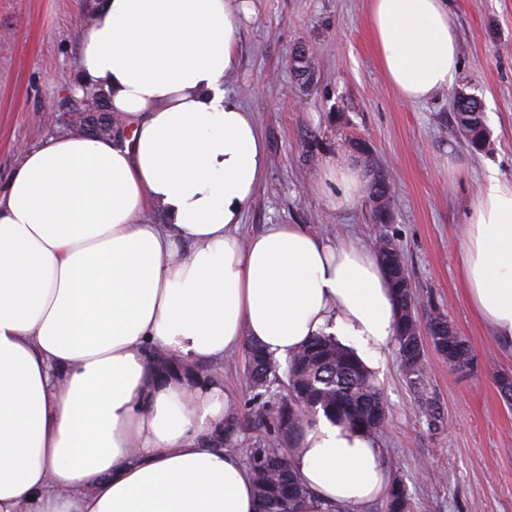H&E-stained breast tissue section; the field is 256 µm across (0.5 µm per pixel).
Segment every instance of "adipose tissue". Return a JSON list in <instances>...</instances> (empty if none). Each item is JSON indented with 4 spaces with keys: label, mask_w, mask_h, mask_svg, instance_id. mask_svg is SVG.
<instances>
[{
    "label": "adipose tissue",
    "mask_w": 512,
    "mask_h": 512,
    "mask_svg": "<svg viewBox=\"0 0 512 512\" xmlns=\"http://www.w3.org/2000/svg\"><path fill=\"white\" fill-rule=\"evenodd\" d=\"M400 99L453 86L448 0H369ZM247 0H95L72 92L122 126L25 150L0 186V512H256L250 471L212 435L237 410L222 376L152 380L245 340L279 361L328 334L377 369L395 335L374 253L301 224L242 237L265 170L259 126L225 85ZM367 188L354 161L315 183L330 208ZM473 313L512 349V181L488 174L463 234ZM291 465L319 500L364 512L392 480L372 435L317 416Z\"/></svg>",
    "instance_id": "adipose-tissue-1"
}]
</instances>
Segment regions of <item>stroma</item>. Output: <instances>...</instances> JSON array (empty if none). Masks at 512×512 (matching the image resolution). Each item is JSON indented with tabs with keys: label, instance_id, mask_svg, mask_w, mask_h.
Returning <instances> with one entry per match:
<instances>
[{
	"label": "stroma",
	"instance_id": "obj_1",
	"mask_svg": "<svg viewBox=\"0 0 512 512\" xmlns=\"http://www.w3.org/2000/svg\"><path fill=\"white\" fill-rule=\"evenodd\" d=\"M93 0H0V183L23 149L69 133L67 113L85 98L64 89L78 65V33ZM239 64L226 85L261 127L266 174L243 215L244 233L304 224L372 246L378 227L366 201L331 209L313 185L327 164L371 149L364 169L394 185L389 236L400 246L420 302L444 309L468 341L473 364L449 368L427 350L426 390L440 406L431 421L406 381L396 346L376 377L388 405L377 438L411 512H512V406L497 377L512 375V352L474 316L460 286L462 230L488 172L512 180V0H448L461 49L451 90L411 105L377 64L368 0H250ZM306 49L315 62L305 85L288 67ZM478 95L490 145L472 153L453 129L456 92ZM58 116L48 123L46 113Z\"/></svg>",
	"mask_w": 512,
	"mask_h": 512
}]
</instances>
